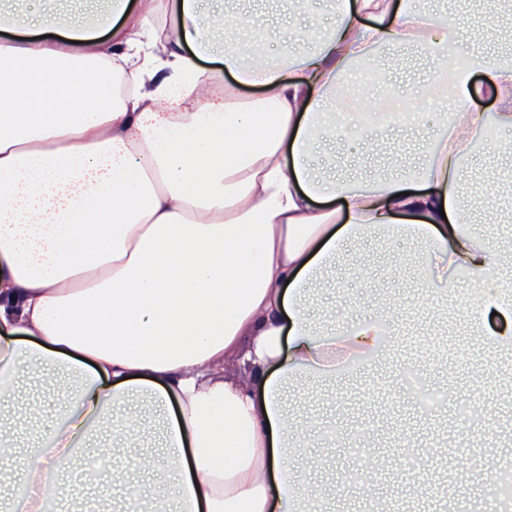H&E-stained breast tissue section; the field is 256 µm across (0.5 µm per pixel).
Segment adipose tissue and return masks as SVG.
I'll list each match as a JSON object with an SVG mask.
<instances>
[{"label": "adipose tissue", "mask_w": 512, "mask_h": 512, "mask_svg": "<svg viewBox=\"0 0 512 512\" xmlns=\"http://www.w3.org/2000/svg\"><path fill=\"white\" fill-rule=\"evenodd\" d=\"M19 2L0 0V398L35 363L65 406L25 456L11 458L13 434L0 429V458L21 474L0 483V499L12 512L57 505L59 476L107 421L100 450L128 512H140L130 474L151 462L117 451L141 447L144 421L128 406L145 402L175 512H305L312 490L289 462V392L310 375L365 371L394 346L391 315L340 327L328 310L320 326L309 310L340 260L363 271L352 244H423L420 279L444 295L449 271L512 268L485 229L458 218L480 201L462 183L486 131L512 132V57L473 52L495 103L480 111L448 78L459 24L397 0H344L331 34L290 29L278 59L249 41L224 53L236 83L214 112L220 77L197 61L214 50L211 25L251 32L250 16L206 25L200 0ZM164 7L172 24L152 23ZM410 47L427 53L435 92L453 94L455 121H435L418 167L399 175L321 173L313 159L327 136L354 139L376 123L368 151L395 146L404 100L341 125L334 112L351 97L349 65ZM240 84L264 92L245 100ZM467 310L487 343L512 349V295Z\"/></svg>", "instance_id": "obj_1"}]
</instances>
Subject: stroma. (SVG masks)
<instances>
[{
	"label": "stroma",
	"instance_id": "35a3bbf8",
	"mask_svg": "<svg viewBox=\"0 0 512 512\" xmlns=\"http://www.w3.org/2000/svg\"><path fill=\"white\" fill-rule=\"evenodd\" d=\"M447 9L449 20L463 23L469 33L460 52L473 48L470 36L476 32L482 33L483 45L512 44V6L506 0L497 5L491 0H449ZM220 12L258 15L263 50L272 57L281 51L285 27L314 20L327 27L335 16L331 0H203V20ZM413 59L412 66L394 69L390 75L393 91L410 98L412 108L420 113L416 124L394 127L402 145L400 155L373 157L360 144L333 139L319 154V167L341 180L389 176L416 164L425 148L418 130L429 121L418 92L429 72L422 54H414ZM476 166L496 181L498 190L479 213H463L462 219L485 225L499 243L508 244L512 241L506 231L512 226V166L493 148L477 151ZM363 249L373 274L362 277L347 262H339L336 285L323 292L312 307L313 314L332 308L340 322L376 317L380 296L390 290L379 278L378 268L391 258L412 268L417 254L413 243L380 238L364 242ZM455 282L458 300L454 304L400 307L396 349L375 363L368 377L344 372L331 383L316 376L305 380L292 465L298 478L315 489L313 512H367L372 496L392 498L398 512H464L461 495L465 492L470 493L475 512H498L496 503L479 496L478 488L512 458V360L471 336L465 303L480 287L463 273L456 275ZM411 366L442 389V404L434 414H424L409 390L405 372ZM475 367L483 369L482 379H472ZM465 404L483 409L488 419L485 429L473 431L462 422L458 409ZM330 429L335 430V438L327 437ZM356 447L387 461L386 467L368 471L360 489L348 487L344 479ZM95 456V448L85 449L65 478V512H122V489L108 469L91 468ZM320 457L335 458V475L314 467V459ZM404 457L414 460L437 489V496L428 503L420 505L402 495L399 463Z\"/></svg>",
	"mask_w": 512,
	"mask_h": 512
}]
</instances>
